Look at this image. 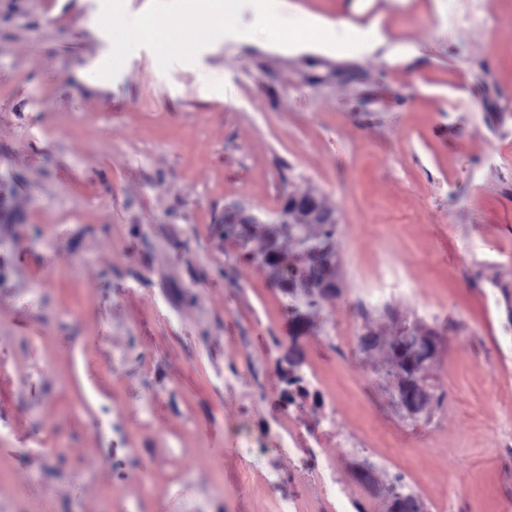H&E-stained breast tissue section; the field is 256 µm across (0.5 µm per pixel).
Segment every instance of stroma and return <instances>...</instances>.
I'll list each match as a JSON object with an SVG mask.
<instances>
[{
    "label": "stroma",
    "mask_w": 512,
    "mask_h": 512,
    "mask_svg": "<svg viewBox=\"0 0 512 512\" xmlns=\"http://www.w3.org/2000/svg\"><path fill=\"white\" fill-rule=\"evenodd\" d=\"M493 2L468 27L466 0H287L388 40L228 36L165 71L141 47L106 80L101 0H0V512H271L227 424L280 416L292 350L336 400L351 512H389L375 486L396 479L423 512H512V0ZM307 193L336 215L340 292L301 324L216 227ZM405 323L439 347L426 421L392 401ZM272 464L320 498L297 458ZM473 2L470 9L463 15L456 18L460 23L467 25H487L496 18L491 1L471 0Z\"/></svg>",
    "instance_id": "35a3bbf8"
}]
</instances>
